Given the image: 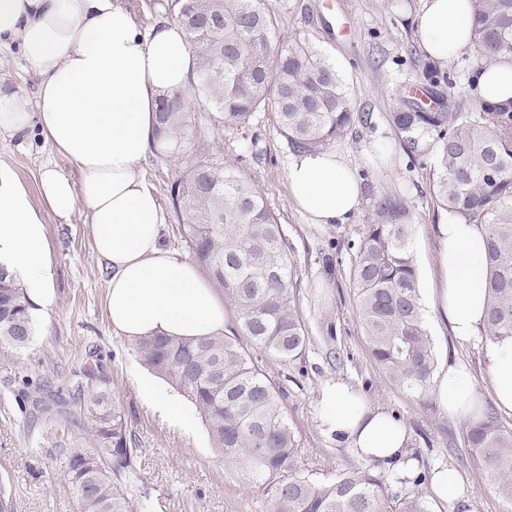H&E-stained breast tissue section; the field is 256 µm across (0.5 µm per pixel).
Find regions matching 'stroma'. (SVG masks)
Wrapping results in <instances>:
<instances>
[{
  "label": "stroma",
  "instance_id": "obj_1",
  "mask_svg": "<svg viewBox=\"0 0 512 512\" xmlns=\"http://www.w3.org/2000/svg\"><path fill=\"white\" fill-rule=\"evenodd\" d=\"M278 18L275 41L310 43L341 74L355 111L368 112L372 123L337 139L334 149L362 176L361 208L345 224H312L288 197V167L293 159L277 131L276 116L261 112L246 127L215 125L210 107L187 94L190 141L179 158L151 155L140 175L164 210L172 208L170 187L187 165L211 158L224 162L251 183L275 212L297 263L296 295L310 343L302 358L282 364L259 358L258 364L279 385L288 424L297 439L300 469L317 479L330 478L360 465V458L324 434L316 420L321 386L341 380L370 403L403 421L410 432L407 453L413 472L435 475L453 470L468 500L466 512H512L487 473L469 455L467 424L442 412L432 392L417 393L392 381L371 358L356 315L352 266L375 197L401 195L414 225L413 246L422 301H429L435 278V231L448 212L432 191V168L412 161L392 124L401 95L423 93L429 85L425 65L430 55L416 36L421 0H265ZM346 17V34H333L330 23ZM479 66L475 51L449 59L444 68L462 108L477 111L469 93ZM0 82L34 96L39 79L17 47L0 49ZM58 165L73 181L78 169L57 158L40 137L26 142L0 133V167L9 169L39 201L38 172ZM47 240L53 263L52 298L33 312L36 336L26 349L0 348V501L8 512H79L64 477L73 448H87L92 438L76 406L30 422L19 397L23 379L43 382L61 396L76 383L107 385L128 423L129 441L140 476L138 512H266L243 472L225 464L212 446L200 416L191 431L170 425L142 400L137 380L146 368L133 343L117 336L108 321L106 294L110 272L91 248L87 218L74 211L68 223L48 217ZM162 242L176 255L191 257L181 225L171 215ZM438 369L456 365L476 383L484 401L493 384L486 362V336L456 340L449 328L429 326Z\"/></svg>",
  "mask_w": 512,
  "mask_h": 512
}]
</instances>
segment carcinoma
Returning <instances> with one entry per match:
<instances>
[{"label":"carcinoma","mask_w":512,"mask_h":512,"mask_svg":"<svg viewBox=\"0 0 512 512\" xmlns=\"http://www.w3.org/2000/svg\"><path fill=\"white\" fill-rule=\"evenodd\" d=\"M472 41L479 61L512 62V0H472ZM195 53L194 92L224 128L244 127L259 112L277 116L294 154L330 147L369 114L352 112L345 84L326 57L306 42L275 45L277 19L265 0H171ZM427 96L402 97L392 113L408 154L433 157V192L452 215L482 224L487 243L485 336H512V109L480 105L452 112L448 73L431 65ZM159 140L183 147L188 115L165 98ZM185 241L236 315L230 336L176 339L144 336L142 364L171 380L196 405L224 462L238 464L265 496L268 512H430L419 493H392L385 473L356 467L318 481L295 460V437L277 383L252 362L255 347L280 363L299 360L309 343L296 303L297 265L261 195L218 160L187 167L170 189ZM404 200L381 194L357 246L353 284L357 312L373 360L399 385L425 392L435 371L425 327ZM33 304L17 276L0 265V347L27 348L36 335ZM245 337L247 343L240 342ZM22 401L36 419L64 402L46 385L25 381ZM86 409L93 447L75 448L65 478L80 512H136L140 480L128 425L104 386L75 389ZM465 442L512 501V430L490 410L468 427ZM288 477H283V474Z\"/></svg>","instance_id":"1"}]
</instances>
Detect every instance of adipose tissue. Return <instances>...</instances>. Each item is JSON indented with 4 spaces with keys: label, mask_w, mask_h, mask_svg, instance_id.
<instances>
[{
    "label": "adipose tissue",
    "mask_w": 512,
    "mask_h": 512,
    "mask_svg": "<svg viewBox=\"0 0 512 512\" xmlns=\"http://www.w3.org/2000/svg\"><path fill=\"white\" fill-rule=\"evenodd\" d=\"M471 0H422L417 35L440 61L471 47ZM18 45L39 77L37 95L0 87V132L27 140L39 133L53 153L82 174L73 181L56 166L42 168L40 204L9 172L0 169V264L18 275L32 301L48 302L53 266L45 215L87 218L91 246L107 264V311L115 332L135 340L161 334L176 338L219 336L229 317L200 265L161 241L167 216L140 176V165L158 146L161 98L191 89L194 55L174 20L140 29L120 0H0V46ZM472 96L512 104V64H485ZM288 193L313 224L348 223L361 203V180L336 152L296 156L288 167ZM438 286L430 315L457 340L485 326V232L449 217L438 227ZM488 371L498 409L512 411V338L487 346ZM143 400L171 424L192 423L188 406L151 375L138 380ZM436 399L443 411L471 423L484 405L458 368L443 371ZM321 429L361 459L404 463L406 426L369 405L349 384L320 389Z\"/></svg>",
    "instance_id": "adipose-tissue-1"
}]
</instances>
